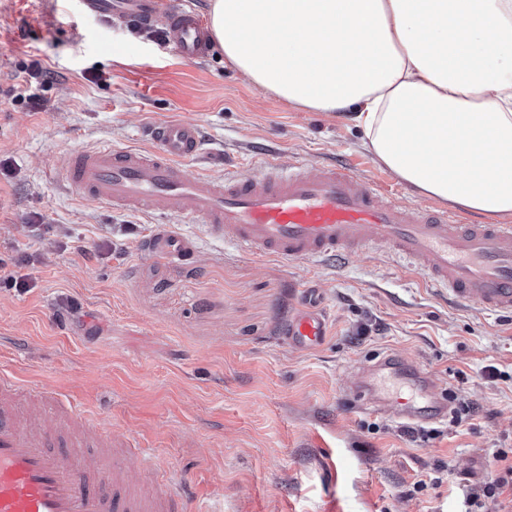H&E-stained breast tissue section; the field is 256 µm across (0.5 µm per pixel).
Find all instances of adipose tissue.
I'll list each match as a JSON object with an SVG mask.
<instances>
[{
  "label": "adipose tissue",
  "instance_id": "adipose-tissue-1",
  "mask_svg": "<svg viewBox=\"0 0 512 512\" xmlns=\"http://www.w3.org/2000/svg\"><path fill=\"white\" fill-rule=\"evenodd\" d=\"M210 27L257 88L352 113L420 195L512 217V0H213Z\"/></svg>",
  "mask_w": 512,
  "mask_h": 512
}]
</instances>
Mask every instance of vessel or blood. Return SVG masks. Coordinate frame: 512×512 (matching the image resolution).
Masks as SVG:
<instances>
[{
	"instance_id": "obj_1",
	"label": "vessel or blood",
	"mask_w": 512,
	"mask_h": 512,
	"mask_svg": "<svg viewBox=\"0 0 512 512\" xmlns=\"http://www.w3.org/2000/svg\"><path fill=\"white\" fill-rule=\"evenodd\" d=\"M83 12L108 25L162 31L184 60H204L210 36L192 0H79ZM147 147L105 143L71 152L60 167L72 190L96 203L151 215L162 212L205 225L225 241L260 257L285 262L327 258L339 263L384 246L406 261L427 284L446 288L456 303L512 313V225L466 224L448 211H409L398 194L354 168L298 162L280 168L267 160L246 180L189 173L185 160L202 146L198 124L161 122L143 132ZM147 252L166 264L197 252L195 240L170 225H154ZM327 321L308 304L296 309L285 332L298 350L322 346ZM403 369L414 395L380 400L398 405L415 421L445 418L448 406L431 394L433 379L417 365ZM53 391L0 371V512H188L184 490L174 488L152 464L133 482L126 442L96 424L89 411L58 401L54 428L20 406L52 399ZM99 450L89 469L62 459V446Z\"/></svg>"
}]
</instances>
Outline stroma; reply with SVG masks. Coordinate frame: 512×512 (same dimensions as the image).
Wrapping results in <instances>:
<instances>
[{"mask_svg": "<svg viewBox=\"0 0 512 512\" xmlns=\"http://www.w3.org/2000/svg\"><path fill=\"white\" fill-rule=\"evenodd\" d=\"M221 53L186 62L76 0H0V254L29 283L0 288V370L94 411L220 512H464L462 484L502 476L493 454L512 448V315L451 303L385 248L285 263L176 218L198 252L168 266L144 250L153 216L65 181L67 154L142 147L144 126L177 119L202 131L194 173L246 177L273 155L391 180L353 123L289 106ZM34 60L52 74L28 88L37 111L6 94ZM308 289L328 335L301 352L282 331ZM389 353L472 404L466 422L373 411ZM429 474L439 484L414 491Z\"/></svg>", "mask_w": 512, "mask_h": 512, "instance_id": "1", "label": "stroma"}]
</instances>
